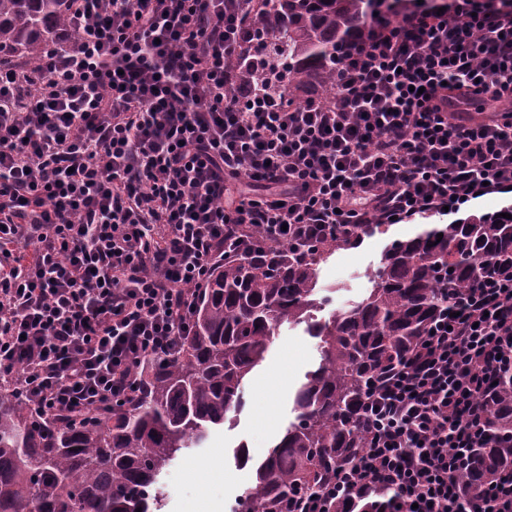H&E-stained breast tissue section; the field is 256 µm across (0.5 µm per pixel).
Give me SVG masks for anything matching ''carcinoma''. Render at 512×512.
Returning <instances> with one entry per match:
<instances>
[{
  "label": "carcinoma",
  "instance_id": "1",
  "mask_svg": "<svg viewBox=\"0 0 512 512\" xmlns=\"http://www.w3.org/2000/svg\"><path fill=\"white\" fill-rule=\"evenodd\" d=\"M257 2L264 33L286 46L293 102V93L316 78L333 87L336 45L363 29L376 0ZM69 7L70 0H0V59L40 57ZM356 242L338 238L311 259L284 246L274 268L231 261L215 269L179 352L142 361L135 369L141 392L90 427L39 415L0 383V512L160 507L159 475L241 411L244 381L284 324H306L319 339L320 361L297 387L294 419L254 465L253 482L233 512H287L293 496L321 487L362 447L360 418L376 383L402 367L452 294L493 266H512V219L434 224L386 250L361 301L313 320L324 304L318 266ZM490 406L486 433L462 478L471 492L512 467V371L498 375Z\"/></svg>",
  "mask_w": 512,
  "mask_h": 512
}]
</instances>
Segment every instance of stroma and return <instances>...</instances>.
Returning <instances> with one entry per match:
<instances>
[{
	"instance_id": "35a3bbf8",
	"label": "stroma",
	"mask_w": 512,
	"mask_h": 512,
	"mask_svg": "<svg viewBox=\"0 0 512 512\" xmlns=\"http://www.w3.org/2000/svg\"><path fill=\"white\" fill-rule=\"evenodd\" d=\"M427 221L418 217L383 225L359 246L337 250L322 262L318 285L328 289L330 301L319 311V319L361 301L373 286L368 272L379 265L386 247L414 236ZM319 360L318 340L304 326L281 327L265 361L244 382L242 411L216 429L206 447L186 453L163 474L166 500L162 512H231L253 480L251 467L235 463L236 447L246 446L256 462L267 456L293 418L296 387Z\"/></svg>"
}]
</instances>
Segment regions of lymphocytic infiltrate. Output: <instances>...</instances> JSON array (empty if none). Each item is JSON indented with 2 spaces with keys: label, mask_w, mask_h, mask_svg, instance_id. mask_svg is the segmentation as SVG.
<instances>
[{
  "label": "lymphocytic infiltrate",
  "mask_w": 512,
  "mask_h": 512,
  "mask_svg": "<svg viewBox=\"0 0 512 512\" xmlns=\"http://www.w3.org/2000/svg\"><path fill=\"white\" fill-rule=\"evenodd\" d=\"M74 41L0 70V376L44 414L126 404L228 260L512 189V0L379 15L295 106L241 0H73ZM22 376H14L15 368ZM512 370V268L453 296L366 400L364 448L290 512H512V469L460 472Z\"/></svg>",
  "instance_id": "lymphocytic-infiltrate-1"
}]
</instances>
